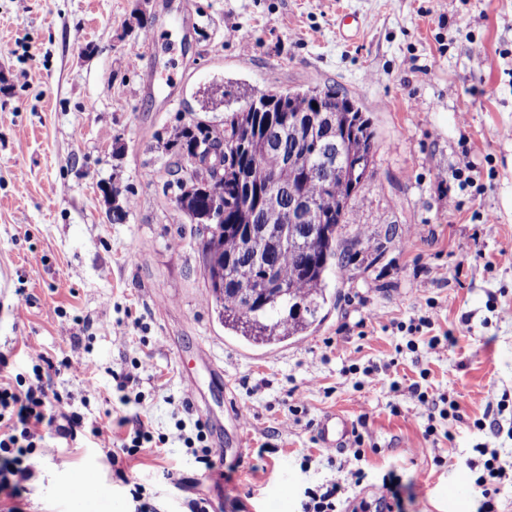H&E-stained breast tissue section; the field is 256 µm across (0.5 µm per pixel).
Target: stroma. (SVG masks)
Listing matches in <instances>:
<instances>
[{
  "instance_id": "obj_1",
  "label": "stroma",
  "mask_w": 512,
  "mask_h": 512,
  "mask_svg": "<svg viewBox=\"0 0 512 512\" xmlns=\"http://www.w3.org/2000/svg\"><path fill=\"white\" fill-rule=\"evenodd\" d=\"M343 14L362 21L350 42ZM315 86L369 118L374 175L322 321L254 345L208 296L207 230L176 202L182 163L166 143L197 121L223 126L250 91ZM510 245L512 0H0L4 373L34 381L31 347L89 364L54 375L62 412L113 427L135 416L167 437L129 458L115 427L108 448L48 434L26 512H135L131 480L153 512H269L282 487L283 512H299L308 486L338 476L316 437L330 410L371 442L349 503L380 497L393 471L405 512H477L481 449L512 462V265L497 260ZM448 331L455 343L428 348ZM418 381L457 412L429 421L402 393ZM198 420L208 444L241 437L230 480L186 448ZM84 478L110 493L97 510L68 493Z\"/></svg>"
}]
</instances>
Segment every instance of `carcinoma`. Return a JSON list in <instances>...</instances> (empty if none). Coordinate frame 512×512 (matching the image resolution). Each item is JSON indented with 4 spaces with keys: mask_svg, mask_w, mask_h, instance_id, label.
I'll use <instances>...</instances> for the list:
<instances>
[{
    "mask_svg": "<svg viewBox=\"0 0 512 512\" xmlns=\"http://www.w3.org/2000/svg\"><path fill=\"white\" fill-rule=\"evenodd\" d=\"M330 97L328 112L313 108L315 96ZM268 91L252 95L246 106L234 111L219 128L198 121L179 129L169 146L179 157L201 143L246 141L251 152L237 153L224 165V178L188 191L179 190L177 204L195 223L204 222L208 203L224 201V223L209 225L202 242L209 294L224 324L241 331L248 341L275 343L302 336L318 321L328 302V279L342 277L344 261L339 250L344 225L352 220L358 184L373 163V131L369 118L350 98L332 88L288 92L289 116L301 119L295 128L283 113L264 108ZM323 133L319 146L333 144L346 175L328 186L320 178L303 176L316 161L307 136L311 129ZM255 169L252 195L245 193L247 171ZM277 175L283 189L296 188L302 196L320 203L324 226L313 215L283 231L287 204L273 212L258 194V179L266 172ZM260 237L263 256L283 288L247 301L236 288L249 285L258 275L247 231Z\"/></svg>",
    "mask_w": 512,
    "mask_h": 512,
    "instance_id": "cac0c4a2",
    "label": "carcinoma"
}]
</instances>
